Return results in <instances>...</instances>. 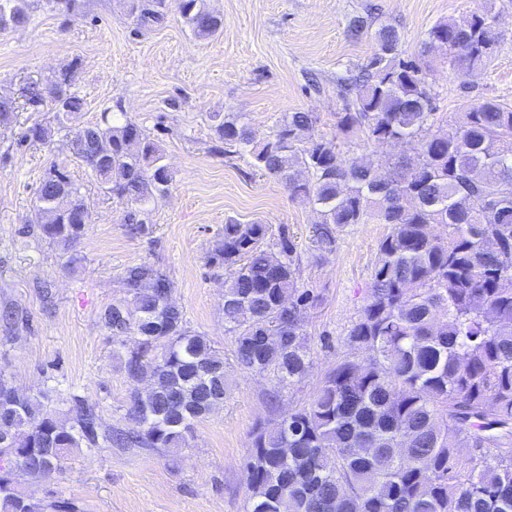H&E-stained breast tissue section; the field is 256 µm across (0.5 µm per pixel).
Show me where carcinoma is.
<instances>
[{
    "instance_id": "1",
    "label": "carcinoma",
    "mask_w": 512,
    "mask_h": 512,
    "mask_svg": "<svg viewBox=\"0 0 512 512\" xmlns=\"http://www.w3.org/2000/svg\"><path fill=\"white\" fill-rule=\"evenodd\" d=\"M23 2L0 0L1 32L27 22ZM171 7L198 38L222 26L204 0H130L141 28L162 22ZM374 40L359 71L337 79L344 101L337 127L346 138L407 145L412 155L385 169L304 137L318 122L312 112L284 116L262 143L241 114L213 116L225 146L314 205L321 252L336 250L344 226L390 225L347 334L366 363L343 359L300 407L282 410L271 395L277 422L254 432L243 466L247 512H512V108L486 99L436 127L424 64L405 56L393 25L379 27ZM498 44L485 13L440 22L427 42L447 49L448 68L467 73L484 67ZM72 79L67 67L46 87L60 124L85 106L70 91ZM19 109L16 99L0 97V126L13 124ZM68 147L104 193L128 206L127 234H146L145 206L172 182L158 144L105 111L76 128ZM91 218L81 187L54 166L21 234L57 246L72 265ZM437 224L448 226V237L434 233ZM268 235L266 224L229 222L207 263L231 271L223 311L238 366L290 387L312 367L304 319L319 295L298 283L301 258L288 228L273 243ZM121 284L126 298L105 310L103 323L126 349L123 373L150 382L148 395L129 396L133 427L105 424L99 407L74 393L64 399L70 418L62 421L45 394L0 374V512H73L19 493L18 479L56 476L84 448L174 456L224 402V355L189 329L167 273L145 261L127 267Z\"/></svg>"
}]
</instances>
